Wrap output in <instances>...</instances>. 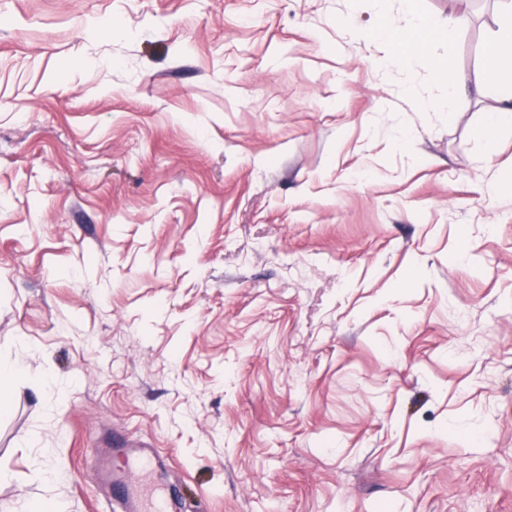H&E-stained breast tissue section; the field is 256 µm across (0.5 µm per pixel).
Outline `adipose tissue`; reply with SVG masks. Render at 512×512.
I'll return each mask as SVG.
<instances>
[{
	"label": "adipose tissue",
	"mask_w": 512,
	"mask_h": 512,
	"mask_svg": "<svg viewBox=\"0 0 512 512\" xmlns=\"http://www.w3.org/2000/svg\"><path fill=\"white\" fill-rule=\"evenodd\" d=\"M403 2L410 21L409 33L399 40L386 31H379L382 54L376 60V67L387 72L398 67L410 69L417 65L437 64L445 88L439 105L446 111H454L458 98L467 90L466 82L452 60H437L431 55L427 35L429 23L420 12L417 0ZM480 79L483 84L501 90L497 105L487 113L485 130L491 135L501 127L512 125V10L502 14L498 29L484 51Z\"/></svg>",
	"instance_id": "ef3b65f1"
}]
</instances>
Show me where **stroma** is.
Segmentation results:
<instances>
[{"mask_svg":"<svg viewBox=\"0 0 512 512\" xmlns=\"http://www.w3.org/2000/svg\"><path fill=\"white\" fill-rule=\"evenodd\" d=\"M453 44L475 83L501 8ZM402 0H0V504L512 512V128L373 36ZM62 477L36 481L39 468ZM146 447L139 441L126 440L121 434L115 433L109 455L101 453L99 448L91 449L90 466L97 474L112 475V497L103 499L102 512H111L114 504L123 512H169L170 493L164 496L162 491L161 499H154L153 495L139 491V479L112 469V460L125 459L131 460L143 472L156 471L163 465V457L155 448Z\"/></svg>","mask_w":512,"mask_h":512,"instance_id":"1","label":"stroma"}]
</instances>
